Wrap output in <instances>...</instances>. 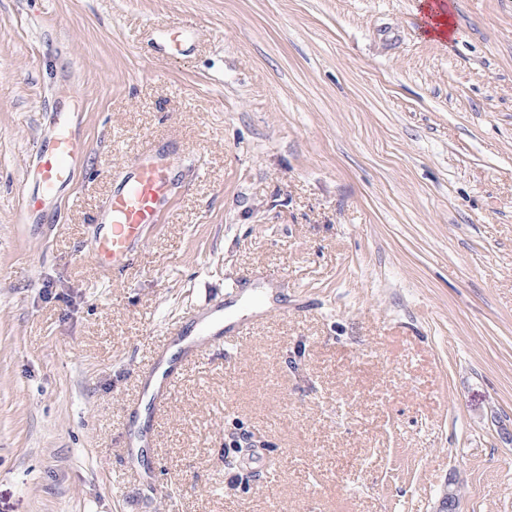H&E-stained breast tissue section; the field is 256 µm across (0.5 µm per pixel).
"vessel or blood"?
Masks as SVG:
<instances>
[{
    "label": "vessel or blood",
    "instance_id": "obj_1",
    "mask_svg": "<svg viewBox=\"0 0 512 512\" xmlns=\"http://www.w3.org/2000/svg\"><path fill=\"white\" fill-rule=\"evenodd\" d=\"M74 115L57 111L47 134L36 142V180L32 190L22 193L23 209L38 210L45 200L55 199L72 186L81 143L74 131ZM175 162L159 145H150L125 174L120 186L108 198L97 215L95 255L103 271L125 275L132 267L131 255L146 235L159 227L170 204ZM207 325H200L196 336L183 330L170 331V344L183 359H194L203 339L209 336ZM142 394L152 410H161L171 399L177 379L174 362L158 356L142 368ZM153 444L152 423L129 412L123 438L125 454Z\"/></svg>",
    "mask_w": 512,
    "mask_h": 512
}]
</instances>
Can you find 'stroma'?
Here are the masks:
<instances>
[{"label":"stroma","instance_id":"obj_1","mask_svg":"<svg viewBox=\"0 0 512 512\" xmlns=\"http://www.w3.org/2000/svg\"><path fill=\"white\" fill-rule=\"evenodd\" d=\"M448 3L444 40L421 0H0V512H512V0ZM62 104L83 164L22 218ZM152 140L183 177L103 278ZM217 304L264 318L126 480L137 369ZM175 161L159 145L150 144L125 174L96 216L95 255L105 272L125 275L131 255L146 235L156 230L170 204Z\"/></svg>","mask_w":512,"mask_h":512}]
</instances>
